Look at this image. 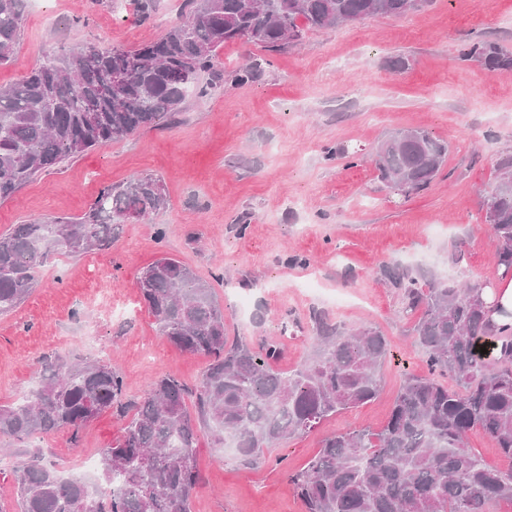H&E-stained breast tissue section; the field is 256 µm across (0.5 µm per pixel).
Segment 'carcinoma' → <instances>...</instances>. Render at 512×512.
Returning a JSON list of instances; mask_svg holds the SVG:
<instances>
[{"mask_svg": "<svg viewBox=\"0 0 512 512\" xmlns=\"http://www.w3.org/2000/svg\"><path fill=\"white\" fill-rule=\"evenodd\" d=\"M189 17L158 40L134 49L87 46L48 54L15 85L0 90V202L39 174L60 168L113 139L159 125L180 111L203 74L200 92L228 79L245 84L257 66L217 69L225 45L247 39L276 51L307 29L400 16L412 0H190ZM26 0H0V65L14 60ZM465 58L511 71L512 50L492 39ZM448 142L408 128L387 135L374 164L398 191L427 188L448 159ZM498 179L483 202L484 221L502 277H512V155L496 162ZM164 204L153 176L104 187L80 218L15 224L0 236V314L32 293L36 272L58 252L77 257L111 246L126 218ZM401 291L404 311L428 373L404 380L386 423L332 434L288 480L306 512H496L512 504V311L487 306L488 283L421 281L399 266L384 269ZM139 292L160 332L179 349L211 359L194 391L172 376L152 380L117 442L100 452L98 493L39 463L15 470L17 512H191L202 478L195 422L215 447L228 441L246 461L271 445L313 431L322 421L376 398L379 369L390 355L376 327L346 330L313 315V353L283 371L284 344L253 347L226 336L224 308L213 289L176 258L162 255L139 279ZM485 348L488 353H480ZM449 376L454 385L439 380ZM124 379L107 363L87 361L40 377L31 396L0 405V435L28 438L80 427L124 408ZM480 429L509 465L487 464L466 448Z\"/></svg>", "mask_w": 512, "mask_h": 512, "instance_id": "carcinoma-1", "label": "carcinoma"}]
</instances>
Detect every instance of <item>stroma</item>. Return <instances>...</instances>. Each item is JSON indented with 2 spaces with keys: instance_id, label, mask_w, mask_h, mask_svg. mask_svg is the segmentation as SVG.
Masks as SVG:
<instances>
[{
  "instance_id": "1",
  "label": "stroma",
  "mask_w": 512,
  "mask_h": 512,
  "mask_svg": "<svg viewBox=\"0 0 512 512\" xmlns=\"http://www.w3.org/2000/svg\"><path fill=\"white\" fill-rule=\"evenodd\" d=\"M185 3L156 0L143 21L136 0H26L0 87L19 82L46 54L158 39L184 18ZM478 36L512 48V0H429L398 17L306 31L300 44L275 52L237 41L220 50L219 66L260 61L252 82L190 93L174 120L43 173L1 202L0 235L35 218L82 217L101 188L134 174L159 178L166 198L148 220L125 225L110 248L52 257L30 297L0 315V404L31 394L44 368L60 360L110 363L129 401L163 375L195 387L209 357L163 336L136 286L162 254L213 289L227 336L253 344L283 336L282 369L311 352L312 311L349 328L380 327L391 355L375 400L283 441L251 468L213 447L208 430L198 433L203 481L191 512H305L289 474L307 465L325 437L380 428L404 376L427 371L384 267L498 279L482 200L496 181L497 159L512 154V72L465 60ZM398 57L408 58V70L393 69ZM402 128L450 145L440 174L420 192L389 188L371 162L378 143ZM330 147L341 156L327 159ZM160 226L166 235L159 243ZM457 249L466 254L459 266L449 261ZM124 424L109 411L76 433L0 436V457L9 462L0 468V512L16 510L15 465L36 455L72 477L81 452L99 454Z\"/></svg>"
}]
</instances>
